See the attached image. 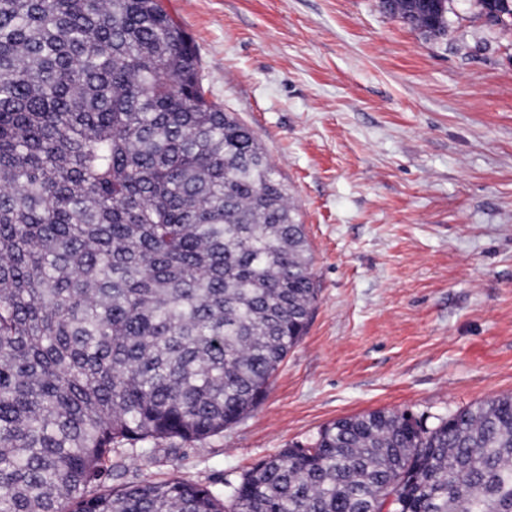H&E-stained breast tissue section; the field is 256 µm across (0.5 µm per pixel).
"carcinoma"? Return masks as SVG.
I'll list each match as a JSON object with an SVG mask.
<instances>
[{"label": "carcinoma", "instance_id": "carcinoma-1", "mask_svg": "<svg viewBox=\"0 0 512 512\" xmlns=\"http://www.w3.org/2000/svg\"><path fill=\"white\" fill-rule=\"evenodd\" d=\"M381 8L448 32V0ZM318 292L287 186L161 0H0V512H512L511 394L334 420L222 496L97 490L114 446L251 413Z\"/></svg>", "mask_w": 512, "mask_h": 512}]
</instances>
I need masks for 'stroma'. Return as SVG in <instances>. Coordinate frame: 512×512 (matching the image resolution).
I'll use <instances>...</instances> for the list:
<instances>
[{
	"label": "stroma",
	"mask_w": 512,
	"mask_h": 512,
	"mask_svg": "<svg viewBox=\"0 0 512 512\" xmlns=\"http://www.w3.org/2000/svg\"><path fill=\"white\" fill-rule=\"evenodd\" d=\"M206 98L257 135L319 288L262 403L224 433L112 451V485L214 492L325 424L512 393V26L449 0L425 39L379 0H163Z\"/></svg>",
	"instance_id": "stroma-1"
}]
</instances>
